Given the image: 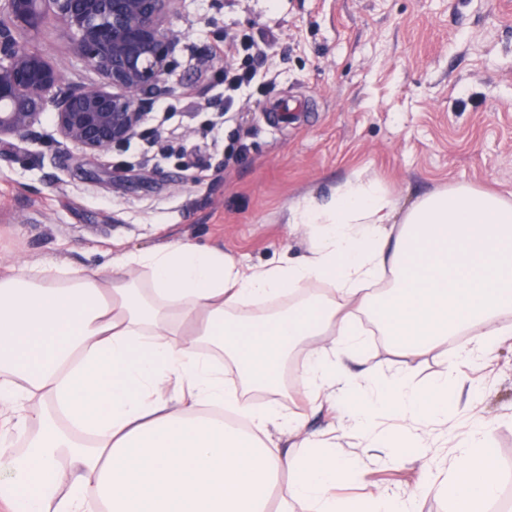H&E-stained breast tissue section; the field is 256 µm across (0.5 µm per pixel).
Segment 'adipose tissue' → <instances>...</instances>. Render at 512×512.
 I'll return each mask as SVG.
<instances>
[{
    "label": "adipose tissue",
    "mask_w": 512,
    "mask_h": 512,
    "mask_svg": "<svg viewBox=\"0 0 512 512\" xmlns=\"http://www.w3.org/2000/svg\"><path fill=\"white\" fill-rule=\"evenodd\" d=\"M288 222L308 227L309 253L248 270L215 247L177 237L125 251L95 269L47 263L0 273V512H416V493L344 498L360 457L304 433L276 403L291 352L311 336L300 383L313 407L329 403L386 464L421 461L418 490L454 512H482L498 492L489 429L472 427L441 474L431 444L448 438V376L426 388L406 371L350 375L366 347L361 316L405 353L428 352L470 331L481 364L512 311V200L470 185L425 194L408 210L358 175L329 200L306 196ZM389 276L388 288L370 285ZM324 284L320 293L312 283ZM293 295L263 318L253 309ZM236 368L228 388L222 366ZM69 481H62V474ZM288 485L279 500L280 475Z\"/></svg>",
    "instance_id": "adipose-tissue-1"
}]
</instances>
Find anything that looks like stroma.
Masks as SVG:
<instances>
[{"label":"stroma","mask_w":512,"mask_h":512,"mask_svg":"<svg viewBox=\"0 0 512 512\" xmlns=\"http://www.w3.org/2000/svg\"><path fill=\"white\" fill-rule=\"evenodd\" d=\"M173 25L185 35L176 77L186 91L154 104L153 114L172 115L163 143L136 138L85 165L50 146L0 140V271L26 261L95 268L109 251L150 249L174 235L246 267L271 266L310 245L288 224L289 206L307 194L327 198L355 173L378 179L404 208L450 184L512 197V0H189ZM227 30L274 43L265 79L224 123L204 103L224 95L211 47ZM72 38L52 21L24 41L69 80H92L71 54ZM236 139L247 150L225 162ZM116 165L125 169L117 183ZM498 325L508 335L484 367L462 368L448 388L459 431L493 426L500 486L483 512H498L512 494V314ZM329 343L315 336L291 353L277 403L309 432L334 431L337 452L362 455L367 470L345 495L413 491L417 463L378 462L344 430L340 412L311 411L300 373L306 353ZM401 365L427 386L444 359L436 350L402 355L373 334L364 362L347 368Z\"/></svg>","instance_id":"obj_1"}]
</instances>
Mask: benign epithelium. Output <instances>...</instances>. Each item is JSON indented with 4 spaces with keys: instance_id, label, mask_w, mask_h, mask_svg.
I'll use <instances>...</instances> for the list:
<instances>
[{
    "instance_id": "obj_1",
    "label": "benign epithelium",
    "mask_w": 512,
    "mask_h": 512,
    "mask_svg": "<svg viewBox=\"0 0 512 512\" xmlns=\"http://www.w3.org/2000/svg\"><path fill=\"white\" fill-rule=\"evenodd\" d=\"M185 2L0 0V139L74 148L93 161L140 136L155 101L183 92L171 80L184 40L172 19ZM52 20L73 31L72 54L98 80L72 84L57 62L17 40Z\"/></svg>"
}]
</instances>
